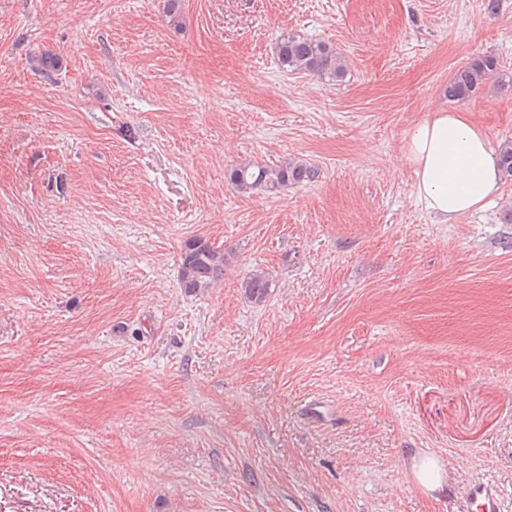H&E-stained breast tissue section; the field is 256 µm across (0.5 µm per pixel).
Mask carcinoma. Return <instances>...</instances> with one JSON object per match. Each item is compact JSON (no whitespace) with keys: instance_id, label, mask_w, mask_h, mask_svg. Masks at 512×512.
I'll return each instance as SVG.
<instances>
[{"instance_id":"carcinoma-1","label":"carcinoma","mask_w":512,"mask_h":512,"mask_svg":"<svg viewBox=\"0 0 512 512\" xmlns=\"http://www.w3.org/2000/svg\"><path fill=\"white\" fill-rule=\"evenodd\" d=\"M278 63L286 72H303L312 76L338 79L346 71L344 57L330 43L295 34H284L277 42ZM498 72V59L491 54L478 55L460 68L448 83V98L462 101L470 98L489 76ZM503 179L512 181V140L506 139L497 150ZM319 170L311 164L295 160L281 166L243 162L227 171L233 188L250 195L257 191L275 193L293 184L316 181ZM224 277V251L198 239L190 240L182 253L181 284L187 293L211 287ZM272 283L263 272L245 277L241 283L246 297L255 304L264 302Z\"/></svg>"}]
</instances>
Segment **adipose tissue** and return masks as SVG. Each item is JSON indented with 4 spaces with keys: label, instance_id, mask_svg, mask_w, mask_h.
Masks as SVG:
<instances>
[{
    "label": "adipose tissue",
    "instance_id": "ef3b65f1",
    "mask_svg": "<svg viewBox=\"0 0 512 512\" xmlns=\"http://www.w3.org/2000/svg\"><path fill=\"white\" fill-rule=\"evenodd\" d=\"M403 158L415 174L419 202L444 224L484 208L501 185L487 136L458 112L439 110L413 127Z\"/></svg>",
    "mask_w": 512,
    "mask_h": 512
}]
</instances>
